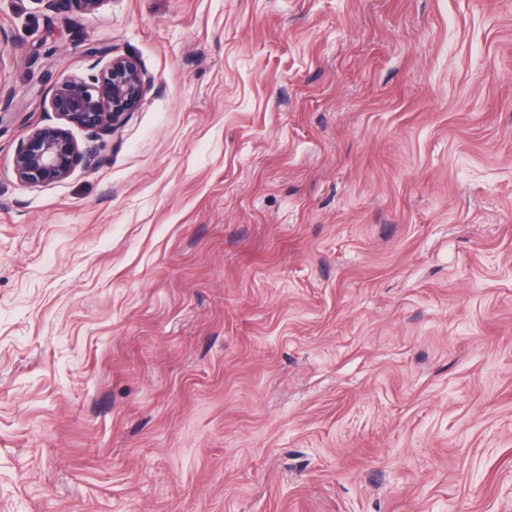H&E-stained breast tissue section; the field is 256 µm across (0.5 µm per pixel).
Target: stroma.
I'll return each mask as SVG.
<instances>
[{
    "label": "stroma",
    "instance_id": "obj_1",
    "mask_svg": "<svg viewBox=\"0 0 512 512\" xmlns=\"http://www.w3.org/2000/svg\"><path fill=\"white\" fill-rule=\"evenodd\" d=\"M0 512H512V0H0ZM100 164L21 141L92 62ZM146 87L143 70L132 59L113 57L87 78H70L51 89L47 112L56 122L36 127L19 146L14 159L17 179L28 185L56 183L83 165L96 167L99 158L90 147L81 148L70 127L90 138L109 134L127 112L140 104Z\"/></svg>",
    "mask_w": 512,
    "mask_h": 512
}]
</instances>
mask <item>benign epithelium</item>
<instances>
[{"label": "benign epithelium", "mask_w": 512, "mask_h": 512, "mask_svg": "<svg viewBox=\"0 0 512 512\" xmlns=\"http://www.w3.org/2000/svg\"><path fill=\"white\" fill-rule=\"evenodd\" d=\"M86 78H70L51 89L48 111L56 122L35 128L22 141L14 159L17 179L28 185L56 183L74 169L99 164L93 149L82 148L70 127L85 130L89 137L109 134L127 112L140 104L146 87L143 70L132 59L113 57L102 69Z\"/></svg>", "instance_id": "1"}]
</instances>
